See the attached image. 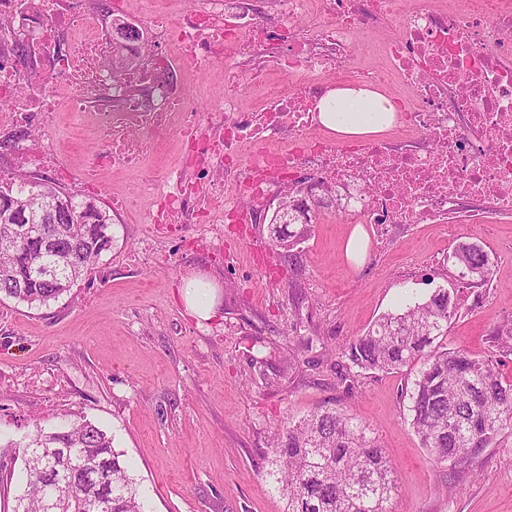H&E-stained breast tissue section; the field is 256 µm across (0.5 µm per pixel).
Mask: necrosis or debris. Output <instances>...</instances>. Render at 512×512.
<instances>
[{
	"label": "necrosis or debris",
	"mask_w": 512,
	"mask_h": 512,
	"mask_svg": "<svg viewBox=\"0 0 512 512\" xmlns=\"http://www.w3.org/2000/svg\"><path fill=\"white\" fill-rule=\"evenodd\" d=\"M312 16L320 25L301 31ZM389 19L399 31L378 46L383 66L354 79L403 87L395 134L332 137L318 120V78L345 74L357 32ZM151 24L164 43L143 31L124 38L98 0H0V129L39 125V146L19 142L20 157L54 153L46 126L55 113H76L100 144L83 170L90 189L107 167L158 159L164 138L177 134L184 161L155 183L156 224L253 223L302 168L331 189L348 224L512 214V15L499 0H467L463 10L411 0H191L178 20L158 14ZM269 58L308 83L264 90ZM217 64L229 93L203 124L189 78ZM244 88L258 99L254 110L235 95ZM234 181L245 198L226 193Z\"/></svg>",
	"instance_id": "necrosis-or-debris-1"
}]
</instances>
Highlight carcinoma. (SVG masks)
Masks as SVG:
<instances>
[{
  "instance_id": "1",
  "label": "carcinoma",
  "mask_w": 512,
  "mask_h": 512,
  "mask_svg": "<svg viewBox=\"0 0 512 512\" xmlns=\"http://www.w3.org/2000/svg\"><path fill=\"white\" fill-rule=\"evenodd\" d=\"M82 200L46 183L0 179V225L28 226L25 236L0 248V300L46 306L97 269L110 251L112 218L96 214L82 224ZM310 225H270L272 246L289 268L302 272L295 249ZM449 257L460 283L490 281L488 252L458 243ZM460 308V290L439 288L423 302L385 313L343 345L349 365L395 371L421 363L409 390L410 425L431 460H465L512 435V380L489 359L448 347V324ZM26 481L15 512H44L48 488L66 487L60 512H145L122 454L87 421L35 430L18 444ZM272 475L287 498L285 512H390L395 469L369 428L353 413L325 408L296 422L273 441Z\"/></svg>"
}]
</instances>
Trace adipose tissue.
<instances>
[{"mask_svg":"<svg viewBox=\"0 0 512 512\" xmlns=\"http://www.w3.org/2000/svg\"><path fill=\"white\" fill-rule=\"evenodd\" d=\"M317 109L321 124L343 137L381 134L395 123V103L365 86L328 89L319 98Z\"/></svg>","mask_w":512,"mask_h":512,"instance_id":"obj_1","label":"adipose tissue"}]
</instances>
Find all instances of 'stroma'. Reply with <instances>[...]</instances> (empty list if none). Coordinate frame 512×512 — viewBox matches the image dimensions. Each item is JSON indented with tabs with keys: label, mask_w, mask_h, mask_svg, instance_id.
<instances>
[{
	"label": "stroma",
	"mask_w": 512,
	"mask_h": 512,
	"mask_svg": "<svg viewBox=\"0 0 512 512\" xmlns=\"http://www.w3.org/2000/svg\"><path fill=\"white\" fill-rule=\"evenodd\" d=\"M113 19L179 17L188 0H108ZM76 115L60 112L52 136L68 183L43 179L111 209L114 191L156 179L160 165L115 168L87 191L78 165L96 140L72 144ZM150 198L113 222L112 248L92 276L46 306L0 302V512L23 488L20 443L34 422L87 420L113 438L145 512H284L267 477L270 444L288 421L322 407L358 415L398 471L390 512H512V435L463 463L434 466L406 420L409 370L347 366L342 346L383 313L452 288L448 251L461 241L492 258L488 285L464 291L449 347L497 361L512 377V352L494 331L512 322V216L484 224H387L353 231L321 210L298 246L301 275L270 242L264 209L244 230L187 224L166 233L150 223ZM216 288L218 313L191 317L182 284ZM349 381H341V373Z\"/></svg>",
	"instance_id": "stroma-1"
}]
</instances>
